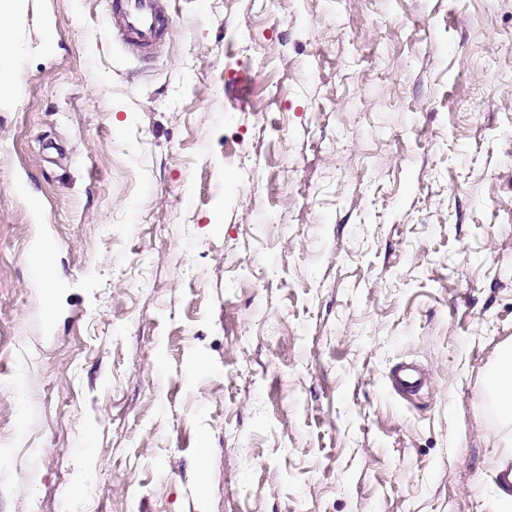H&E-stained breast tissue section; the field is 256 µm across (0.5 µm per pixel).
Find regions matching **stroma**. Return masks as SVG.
Wrapping results in <instances>:
<instances>
[{"mask_svg":"<svg viewBox=\"0 0 512 512\" xmlns=\"http://www.w3.org/2000/svg\"><path fill=\"white\" fill-rule=\"evenodd\" d=\"M26 3L0 512H500L512 0H171L146 62ZM393 390L403 397H416L426 385V375L416 363H404L392 374Z\"/></svg>","mask_w":512,"mask_h":512,"instance_id":"stroma-1","label":"stroma"}]
</instances>
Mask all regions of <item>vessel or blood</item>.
<instances>
[{
	"label": "vessel or blood",
	"mask_w": 512,
	"mask_h": 512,
	"mask_svg": "<svg viewBox=\"0 0 512 512\" xmlns=\"http://www.w3.org/2000/svg\"><path fill=\"white\" fill-rule=\"evenodd\" d=\"M103 33L135 57H154L163 47L173 20L169 0H109ZM392 387L404 397L420 395L426 385L422 367L404 363L392 374Z\"/></svg>",
	"instance_id": "obj_1"
}]
</instances>
